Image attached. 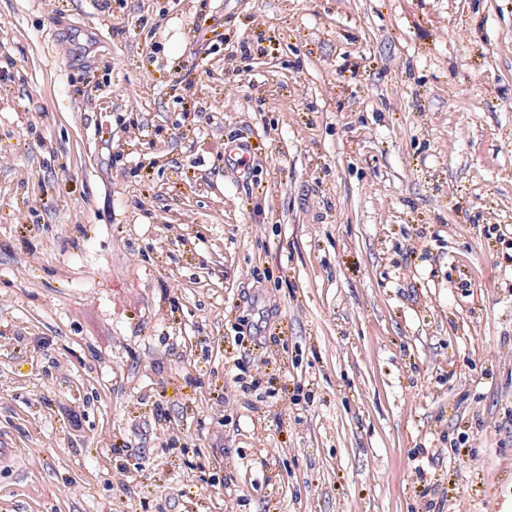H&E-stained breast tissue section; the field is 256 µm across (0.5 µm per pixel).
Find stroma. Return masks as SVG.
Masks as SVG:
<instances>
[{
  "instance_id": "stroma-1",
  "label": "stroma",
  "mask_w": 512,
  "mask_h": 512,
  "mask_svg": "<svg viewBox=\"0 0 512 512\" xmlns=\"http://www.w3.org/2000/svg\"><path fill=\"white\" fill-rule=\"evenodd\" d=\"M0 448V512H512V0H0Z\"/></svg>"
}]
</instances>
